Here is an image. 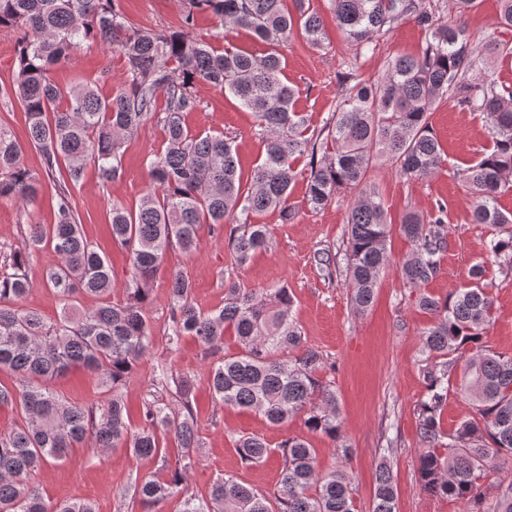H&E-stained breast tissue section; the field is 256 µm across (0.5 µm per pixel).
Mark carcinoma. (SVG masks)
<instances>
[{"label": "carcinoma", "mask_w": 512, "mask_h": 512, "mask_svg": "<svg viewBox=\"0 0 512 512\" xmlns=\"http://www.w3.org/2000/svg\"><path fill=\"white\" fill-rule=\"evenodd\" d=\"M481 0H328L337 25L356 55L376 50L380 37L403 19L414 21L428 38L416 56L388 59L375 80L349 72L336 108L320 129L296 107L276 47L298 25L306 43L322 48L327 39L321 15L306 0H184L182 29L169 33L128 28L114 0H0V29L24 32L18 44V69L12 92L26 115L27 142L44 160V173L57 194L55 222L32 224L21 250L0 263V371L15 377L0 385V407L18 409L22 424L0 432V512H95L88 501H50L32 481L50 461L91 439L106 450L126 449L139 459L156 458L171 440L178 448L165 479H144L134 486V500L152 512L186 481L201 447L192 409L194 384L176 387L183 407L171 412L157 396L145 403L142 425L131 428L120 385L152 344L146 315L147 283L173 245L196 248L206 224L215 235L235 225L229 247L235 264L248 263L266 247L269 229L255 217L277 212L282 222L296 217L289 204L295 163L310 157L304 201L319 211L348 190L346 288L358 312L370 308L381 273L389 261L392 225L368 172L379 159L405 180L424 179L445 162L429 123L439 101L449 99L463 111L477 112L488 125L493 145L456 174L469 186L472 222L497 228L488 254L512 272V213L498 199L512 193V84L485 75L487 56L512 59V41L489 35L475 42L462 18ZM209 12L227 28H241L271 46V51H221L192 36L199 12ZM496 26L512 29V0H500ZM99 41L116 49L126 64V82L104 98L87 84L63 92L50 79L53 67L67 61L81 44ZM207 83L237 99L251 112L262 135L265 155L250 180L243 181L231 137L192 132L185 115L198 106L197 84ZM164 107L158 108V96ZM164 131V149L145 160L156 190L130 209L112 201L111 236L129 256L131 280L125 297L111 299L114 273L108 256L88 241L71 204V189L93 164L98 178L111 183L123 175L121 148L153 117ZM40 175L23 162V147L12 130L0 125V200L33 206ZM447 206L408 212L399 231L411 243L401 261L403 285L419 291L418 307L434 322L422 331V367L426 395L418 404L423 444L417 474L428 494L460 502L463 512H512V476L500 477L512 464V354L493 350L485 340L493 300L481 282L482 269L471 272L469 287L442 299L422 292L440 270L446 245ZM50 247L59 263L44 283L60 297L53 320L18 305L30 290L26 273L34 253ZM327 279L336 275V255L316 252ZM192 283L183 270L171 276L170 333L174 350L185 335L195 337L204 353L221 352L224 336L235 337L240 352L217 359L207 385L226 405L256 410L280 425L304 417L308 432L341 449L345 443L336 391L320 377L327 367L321 352L309 347L292 316L288 288H249L224 284V306L203 311L191 300ZM80 295L104 298L96 308L74 305ZM463 365L461 383L451 376ZM97 376L106 397L71 405L50 382L72 370ZM466 397L471 412L447 431L441 414L450 390ZM282 458L279 489L268 497L232 475L216 479L207 494H185L179 512H358L347 470L322 472L318 450L307 438L292 436L278 445ZM241 460L264 461L273 452L261 437L236 440ZM496 495L489 500L485 481ZM371 512H397V488L390 465L379 464Z\"/></svg>", "instance_id": "cac0c4a2"}]
</instances>
